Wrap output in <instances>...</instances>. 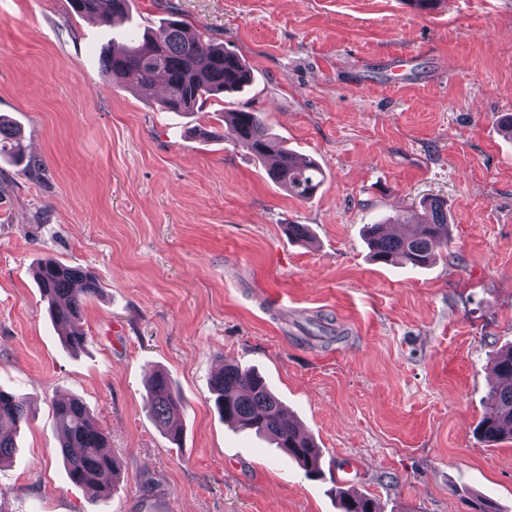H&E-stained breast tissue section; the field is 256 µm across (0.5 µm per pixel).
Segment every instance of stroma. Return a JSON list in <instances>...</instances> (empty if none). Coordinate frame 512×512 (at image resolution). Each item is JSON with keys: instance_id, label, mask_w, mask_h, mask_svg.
Here are the masks:
<instances>
[{"instance_id": "1", "label": "stroma", "mask_w": 512, "mask_h": 512, "mask_svg": "<svg viewBox=\"0 0 512 512\" xmlns=\"http://www.w3.org/2000/svg\"><path fill=\"white\" fill-rule=\"evenodd\" d=\"M177 13L241 55L250 86L202 110L114 86L100 52ZM263 113L314 159L303 202L232 135L222 109ZM512 0H131L113 28L68 0H0V117L36 169L0 155V388L29 418L0 464V512H512V442L475 433L489 360L512 344ZM447 200L435 264L372 261L364 225ZM312 242L289 241L286 223ZM102 291L66 349L33 278L42 260ZM325 317L335 341L315 324ZM259 371L323 451L320 480L215 412L224 364ZM183 400L181 447L145 380ZM82 400L120 466L111 499L72 484L53 416ZM338 509L340 512H380L373 498L350 493L339 494Z\"/></svg>"}]
</instances>
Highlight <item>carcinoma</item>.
I'll use <instances>...</instances> for the list:
<instances>
[{
	"instance_id": "cac0c4a2",
	"label": "carcinoma",
	"mask_w": 512,
	"mask_h": 512,
	"mask_svg": "<svg viewBox=\"0 0 512 512\" xmlns=\"http://www.w3.org/2000/svg\"><path fill=\"white\" fill-rule=\"evenodd\" d=\"M72 11L91 16L104 25L125 18L130 0H69ZM106 74L125 89L136 92L161 86L165 96L159 107L166 112H192L208 99L238 92L252 81L251 71L237 53L227 50L208 36L187 28L174 13L163 22L157 35L145 32L120 50L102 51ZM236 145L268 164V174L288 193L303 201L312 199L323 182L320 167L298 157L269 134L260 112L235 110L223 115ZM9 152L17 163L23 150L13 126L0 119V153ZM451 217L440 198L425 199L420 209L406 217L397 214L381 224L366 225L371 257L379 263H400L425 267L435 259L434 249L448 245ZM35 278L47 301L51 320L61 328L62 341L69 349L84 346L86 336L74 326L85 303L100 292L99 278L79 267L46 260L37 266ZM494 383L489 391L490 412L478 425L487 442L512 439V346L492 361ZM210 387L216 408L224 420L238 424L271 440L305 471L309 477L322 476V451L287 416L264 377L237 364H226L212 376ZM152 417L164 429L172 444L181 445L182 431L176 424L182 412L180 396L162 370L151 371L146 380ZM25 401L13 392L0 389V461L16 448L18 427L27 421ZM54 418L61 430L60 454L71 482L91 492L98 501H108L119 476L107 436L96 426L83 402L70 398L54 406ZM339 512H380L371 497L339 494Z\"/></svg>"
}]
</instances>
